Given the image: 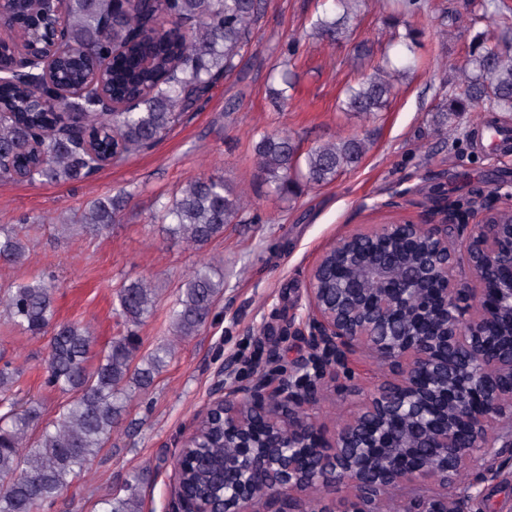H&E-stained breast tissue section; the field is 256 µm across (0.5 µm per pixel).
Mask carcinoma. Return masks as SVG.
<instances>
[{"mask_svg": "<svg viewBox=\"0 0 512 512\" xmlns=\"http://www.w3.org/2000/svg\"><path fill=\"white\" fill-rule=\"evenodd\" d=\"M333 11H325L312 22L315 35L342 40L351 35V22L363 0H335ZM264 0H154V4L132 3L119 12L114 0H63L64 52L59 63V80L79 84L99 62L108 61L101 82L82 94L40 101L39 86L0 84V178L19 175L30 182L84 180L99 168L98 159L59 126L88 133L112 149V159L149 150L168 130L204 98L214 82L230 75L236 60L249 45L252 29ZM462 15L448 26V37L461 27L485 19L512 29V16L496 12ZM11 20L27 34L42 33L56 20L53 6L34 11L31 0H12ZM390 40L415 42L421 29L404 25L394 13L386 16ZM404 72L388 57L355 86L345 90L344 111L365 119L382 111ZM460 92L437 109L433 133L448 134V113H512V54L476 49L469 66L460 75ZM118 100H132V108L104 112L96 104L99 92ZM363 136H338L307 149L285 132L263 133L254 143L255 164L266 184L285 199L296 196L301 184H328L349 168L357 166L370 150ZM124 206L121 195L94 202L84 216L85 227L95 233L114 223ZM171 219L173 235L203 246L224 233L228 224L244 222L241 197L220 176L190 181L172 203L163 205ZM377 260L408 259L403 246L376 241ZM24 256L21 240L0 235V259L17 262ZM224 280L214 279L211 267L193 270L179 293L172 311L177 336H194L208 320L223 293ZM154 289L144 280L134 281L119 291L120 314L127 334L92 361L93 337L77 323H55L50 286L41 276L12 287L4 305L15 324L32 336L50 335L46 384L70 394L54 420L40 424L41 413L19 397L20 371L5 363L0 366V512H41L68 489L96 456L122 420L128 402L149 389L155 375L172 357L169 346L157 347L135 363L139 345L133 334L153 312ZM41 427L36 440L29 431ZM208 437L188 449L190 468L180 461L181 479L200 494L216 490L215 468L224 464V426L207 427ZM145 475L137 473L126 482L123 494L109 501L106 512H143L141 493Z\"/></svg>", "mask_w": 512, "mask_h": 512, "instance_id": "carcinoma-1", "label": "carcinoma"}]
</instances>
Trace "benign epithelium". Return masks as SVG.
<instances>
[{
  "label": "benign epithelium",
  "instance_id": "benign-epithelium-1",
  "mask_svg": "<svg viewBox=\"0 0 512 512\" xmlns=\"http://www.w3.org/2000/svg\"><path fill=\"white\" fill-rule=\"evenodd\" d=\"M57 38L48 52L16 58L11 73L29 82L48 78ZM479 207L436 210L438 224H386L338 243L344 257L371 284L335 299L322 287L326 255L309 281L307 336L321 355L302 366L305 379L345 366L365 349L394 380L368 394L356 415L326 436L303 408L317 400L315 383L298 394L265 380L252 390L214 384L203 418L224 421L232 454L224 461L222 508L174 485L169 512H255L264 500L275 512H334L317 497L320 485L339 483L348 495L343 512H472L474 489L512 468V226ZM467 230L464 252L472 285L455 276L457 253L448 225ZM400 230L417 245L399 285L382 263L365 262L366 244ZM466 469L474 481L451 493L419 490L418 478L445 484Z\"/></svg>",
  "mask_w": 512,
  "mask_h": 512
}]
</instances>
